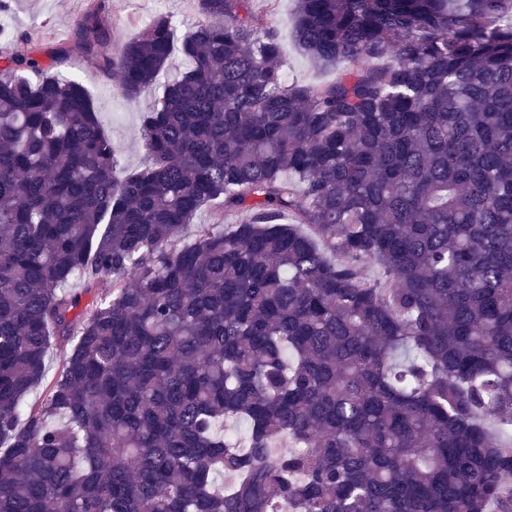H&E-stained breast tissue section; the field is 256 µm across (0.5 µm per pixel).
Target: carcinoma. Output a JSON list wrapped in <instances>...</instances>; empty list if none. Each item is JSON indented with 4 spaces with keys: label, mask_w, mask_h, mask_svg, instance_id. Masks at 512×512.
<instances>
[{
    "label": "carcinoma",
    "mask_w": 512,
    "mask_h": 512,
    "mask_svg": "<svg viewBox=\"0 0 512 512\" xmlns=\"http://www.w3.org/2000/svg\"><path fill=\"white\" fill-rule=\"evenodd\" d=\"M250 2L0 51V512H512V0ZM252 11L258 26L276 31L289 80L324 84L333 80L342 65L326 66L303 54L294 41L296 0H253ZM55 70L75 77L83 84L102 126L120 150L122 164L127 167L139 166L144 157L139 134V114L155 102L159 86L144 89L137 101L131 102L118 89V78H112V82L104 81L91 65L81 60L72 58L57 65Z\"/></svg>",
    "instance_id": "cac0c4a2"
}]
</instances>
